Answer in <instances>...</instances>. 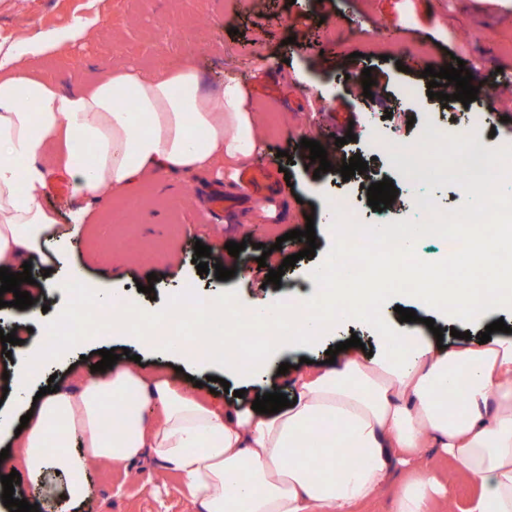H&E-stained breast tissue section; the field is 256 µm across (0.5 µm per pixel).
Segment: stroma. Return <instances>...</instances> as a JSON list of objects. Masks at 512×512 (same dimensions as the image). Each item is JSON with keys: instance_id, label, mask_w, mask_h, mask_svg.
<instances>
[{"instance_id": "obj_1", "label": "stroma", "mask_w": 512, "mask_h": 512, "mask_svg": "<svg viewBox=\"0 0 512 512\" xmlns=\"http://www.w3.org/2000/svg\"><path fill=\"white\" fill-rule=\"evenodd\" d=\"M84 22L83 38L28 63V70L61 88L86 89L111 68L132 65L161 71L191 61L205 90L221 83H241L250 100L255 154L265 156L270 175L265 183L235 200L244 215L227 224L206 210L212 194L237 180L241 165L223 164L205 175L155 174L124 188H110L95 202L70 191L49 188L42 200L58 233L73 232L72 213L88 212L74 232L69 260L85 278L138 298L137 286L156 274L153 295L164 300L184 282L195 283L199 297L227 285L247 305L284 300L307 284L309 272L336 246L328 227L333 214L327 202L339 199L367 224L388 222L389 214L372 210L367 188L392 180L403 202L411 196L388 153L370 152V143L415 142L436 126L443 133L477 131L494 145H512V5L502 0H0V47L24 38L50 35ZM425 48L433 68L460 58L475 81L493 90L495 112H487L485 95L470 104L429 98L428 80L419 70H398L417 48ZM370 70L371 97L355 96L363 70ZM418 95L408 99L405 86ZM352 131L353 142L340 145L324 127ZM325 148L332 171L314 176L302 139ZM361 155L367 170L343 179L339 169ZM313 225L317 248L303 257L304 243L287 234ZM244 243L237 260H229L227 242ZM211 249L208 264L248 265L249 271L220 282L215 273L198 274L194 246ZM271 247V269H283L280 284L266 283L257 270L262 247ZM297 255L295 266L283 260ZM413 309L443 328V342L458 343L457 333L477 335L512 311L499 309L474 323L453 322L415 297L398 295L385 305L391 320L398 308ZM83 356L56 367L55 385L73 383V371L90 373L99 350L123 354L125 344L109 334L94 337ZM143 371L158 373L195 391L206 370L182 373L183 359L158 348L142 350ZM91 497L66 504L57 493L63 476L47 471L40 482L21 478L15 495L37 504L39 512H199L181 497L176 478L157 466L120 476L102 461H90Z\"/></svg>"}]
</instances>
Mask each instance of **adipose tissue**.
Here are the masks:
<instances>
[{"label": "adipose tissue", "mask_w": 512, "mask_h": 512, "mask_svg": "<svg viewBox=\"0 0 512 512\" xmlns=\"http://www.w3.org/2000/svg\"><path fill=\"white\" fill-rule=\"evenodd\" d=\"M83 34L78 21L57 36L27 38L0 54V267L12 272L36 255L51 265L64 260L63 250L49 248L54 221L41 204L54 169L68 173L74 194L96 199L150 172L206 173L218 160H242L254 149L242 87L228 82L204 93L190 64L160 73L122 65L80 91L18 69L20 59H40ZM334 262L327 255L310 274L311 293L288 302L247 306L226 290L197 306L201 321L294 323L290 335L264 339L248 358L220 343L195 351L176 338L162 343L167 353L218 368L260 395L278 355L321 342L346 316L377 332L380 349L373 356L351 350L333 367L298 372L286 384L293 405L271 414L233 403L219 407L125 365L42 396L22 427L15 410L51 359L32 338L9 363L11 399L0 404V435L14 436L18 450L0 466L34 479L59 471L67 477L61 493L71 503L88 498L83 475L89 461L99 459L124 472L171 466L180 493L202 512H358L400 465L413 473L399 484L393 512H430L447 502L450 481L414 465L436 448L476 485L462 512H512V336L438 348L412 325L390 324L372 293L327 287ZM87 292L143 323L160 325L172 315L171 306L140 308L92 283ZM450 393L458 410L448 408ZM106 411L115 424L108 437L99 431ZM315 432L322 447L345 442L356 448L358 463L332 458L315 474L297 454ZM50 444L56 456L46 454Z\"/></svg>", "instance_id": "ef3b65f1"}]
</instances>
